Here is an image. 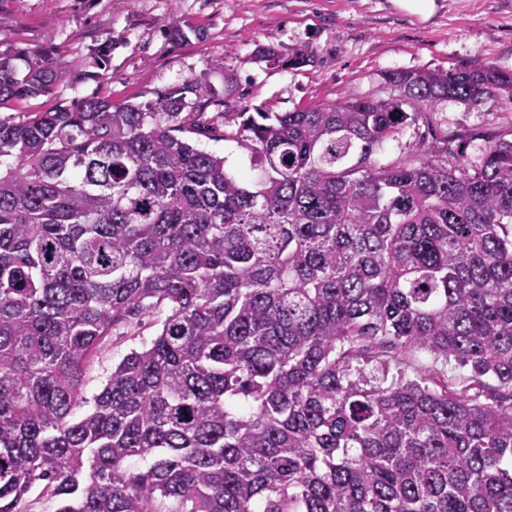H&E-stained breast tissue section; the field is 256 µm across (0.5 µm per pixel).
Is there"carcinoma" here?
Listing matches in <instances>:
<instances>
[{
    "label": "carcinoma",
    "instance_id": "carcinoma-1",
    "mask_svg": "<svg viewBox=\"0 0 512 512\" xmlns=\"http://www.w3.org/2000/svg\"><path fill=\"white\" fill-rule=\"evenodd\" d=\"M387 80L255 116L224 94L253 179L186 137L205 80L0 119V512L37 483L57 512H512V403L479 401L512 389V138L372 160L450 98L511 103L512 73ZM56 81L0 55V105ZM138 314L159 332L75 417ZM412 350L473 384L408 376Z\"/></svg>",
    "mask_w": 512,
    "mask_h": 512
}]
</instances>
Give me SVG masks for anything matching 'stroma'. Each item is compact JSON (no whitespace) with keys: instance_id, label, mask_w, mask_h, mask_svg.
I'll return each mask as SVG.
<instances>
[{"instance_id":"obj_1","label":"stroma","mask_w":512,"mask_h":512,"mask_svg":"<svg viewBox=\"0 0 512 512\" xmlns=\"http://www.w3.org/2000/svg\"><path fill=\"white\" fill-rule=\"evenodd\" d=\"M428 21L397 11L390 0H0V54L47 51L58 75L50 92L0 108L19 119L91 96L144 103L190 79H207L249 112H288L347 97L397 98L385 80L398 70L445 71L487 63L512 72V0H439ZM281 56L304 51L299 68L268 67L260 48ZM106 67H98V55ZM221 68H214V61ZM209 107L216 131L195 137L200 149L227 157L233 168L248 157L225 139L224 120ZM512 132V104L499 99L474 106L451 99L427 119L405 128L375 156L394 164L420 140L447 142L455 153L477 157L481 135ZM155 319L134 317L113 331L85 370L81 413L132 349L158 332Z\"/></svg>"}]
</instances>
